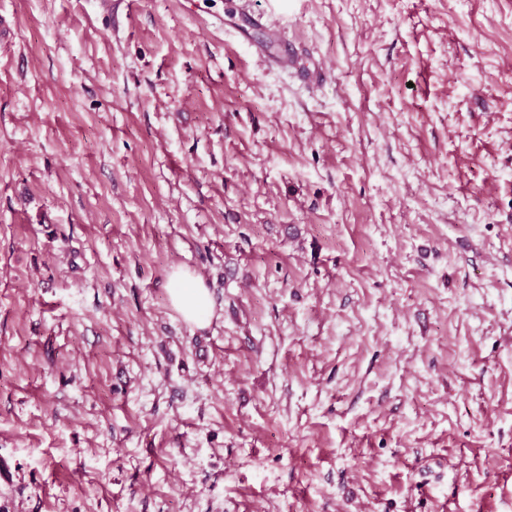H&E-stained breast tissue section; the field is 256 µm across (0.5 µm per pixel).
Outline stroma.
I'll use <instances>...</instances> for the list:
<instances>
[{
  "instance_id": "stroma-1",
  "label": "stroma",
  "mask_w": 512,
  "mask_h": 512,
  "mask_svg": "<svg viewBox=\"0 0 512 512\" xmlns=\"http://www.w3.org/2000/svg\"><path fill=\"white\" fill-rule=\"evenodd\" d=\"M0 27V512H512V0ZM169 297L182 319L198 329L210 322V295L202 280L188 269L177 268L170 276Z\"/></svg>"
}]
</instances>
